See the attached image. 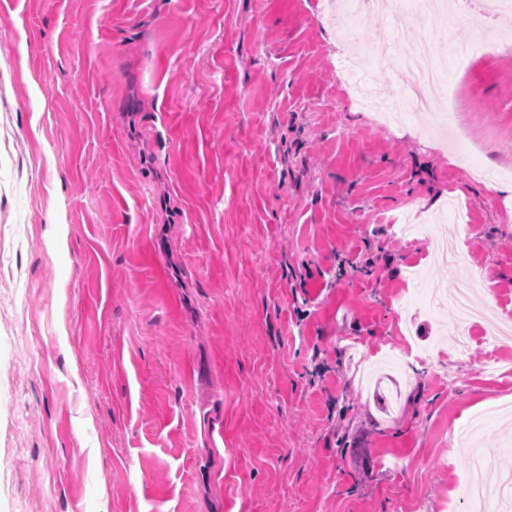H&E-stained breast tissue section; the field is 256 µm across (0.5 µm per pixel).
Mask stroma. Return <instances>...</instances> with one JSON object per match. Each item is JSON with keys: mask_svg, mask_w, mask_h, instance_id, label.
<instances>
[{"mask_svg": "<svg viewBox=\"0 0 512 512\" xmlns=\"http://www.w3.org/2000/svg\"><path fill=\"white\" fill-rule=\"evenodd\" d=\"M324 2L0 0V512H472L512 346L458 351L454 298L512 326V56L448 59L450 139L388 125Z\"/></svg>", "mask_w": 512, "mask_h": 512, "instance_id": "1", "label": "stroma"}]
</instances>
